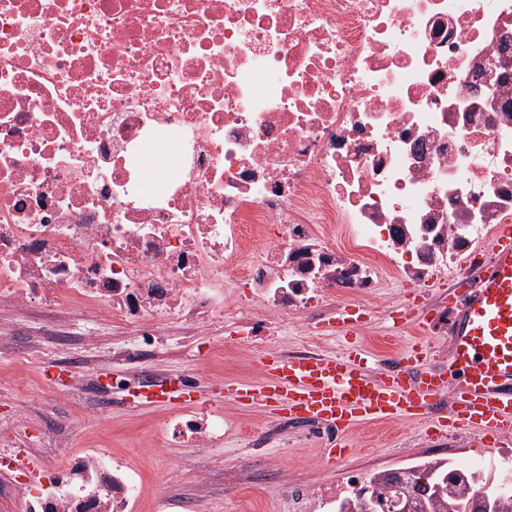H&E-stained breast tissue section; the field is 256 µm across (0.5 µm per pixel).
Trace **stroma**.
<instances>
[{
  "label": "stroma",
  "instance_id": "1",
  "mask_svg": "<svg viewBox=\"0 0 512 512\" xmlns=\"http://www.w3.org/2000/svg\"><path fill=\"white\" fill-rule=\"evenodd\" d=\"M409 291L408 284L386 275L371 296L336 297L334 310L326 315L324 335L315 337L307 333L306 315L295 312L269 336L247 335L228 317L211 320L205 335H184L181 324H173L167 346L152 368L166 377L193 376L206 405L234 425L199 463L192 461L190 449L168 447L163 441L165 424L181 412V405L154 402L132 409L121 393L97 381L104 372L119 380L131 377V365L113 353L136 342L133 328L109 318L94 319L64 302L53 313L1 301L0 330L14 338L16 347L0 354V455L26 447L45 458L37 440L47 428L73 451H98L128 460L143 485L136 512H157L161 494L192 489L202 464L224 472H263L270 480L254 493L224 483L196 496L194 512H289L292 490L324 483L343 488L373 471L424 459L467 464L479 455L486 471L512 466V455H503L498 448L483 450L467 432L436 436L414 422L375 421L329 435L309 422L290 421L218 395L228 379L259 384L256 359L265 352L308 349L337 355L352 332L377 363L391 361L420 337L432 347L435 364H442L448 358L447 329L424 330L415 321L398 329L392 326L390 314L405 303ZM346 308L360 313L357 324L340 321L339 312ZM58 318L71 337L65 354L58 353L53 332ZM339 442L347 454L339 465L328 466L326 451Z\"/></svg>",
  "mask_w": 512,
  "mask_h": 512
}]
</instances>
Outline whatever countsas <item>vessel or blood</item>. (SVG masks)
I'll return each mask as SVG.
<instances>
[{
  "label": "vessel or blood",
  "mask_w": 512,
  "mask_h": 512,
  "mask_svg": "<svg viewBox=\"0 0 512 512\" xmlns=\"http://www.w3.org/2000/svg\"><path fill=\"white\" fill-rule=\"evenodd\" d=\"M421 290L392 313L432 323L435 304ZM448 366L435 368L423 342L398 354L393 367L376 368L362 343L348 340L334 356L268 352L258 360L260 384L225 382V399L267 412L346 431L373 421L403 419L429 432H482L487 448L512 439V224L498 225L486 253L448 286ZM171 403H192L193 387L177 380L160 393Z\"/></svg>",
  "instance_id": "b4317fda"
}]
</instances>
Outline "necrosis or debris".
<instances>
[{"mask_svg": "<svg viewBox=\"0 0 512 512\" xmlns=\"http://www.w3.org/2000/svg\"><path fill=\"white\" fill-rule=\"evenodd\" d=\"M507 37L512 0H0V294L136 328L114 356L148 385L171 320L267 336L387 270L427 286L512 222ZM146 141L179 147L156 194ZM56 453L25 512L140 500L130 462Z\"/></svg>", "mask_w": 512, "mask_h": 512, "instance_id": "1", "label": "necrosis or debris"}]
</instances>
